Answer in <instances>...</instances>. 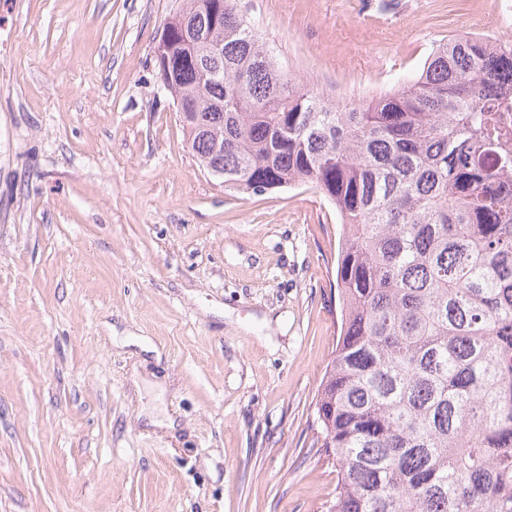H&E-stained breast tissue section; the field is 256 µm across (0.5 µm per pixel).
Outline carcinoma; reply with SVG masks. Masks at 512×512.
<instances>
[{
	"instance_id": "cac0c4a2",
	"label": "carcinoma",
	"mask_w": 512,
	"mask_h": 512,
	"mask_svg": "<svg viewBox=\"0 0 512 512\" xmlns=\"http://www.w3.org/2000/svg\"><path fill=\"white\" fill-rule=\"evenodd\" d=\"M154 60L224 188L336 208L328 512H512V44L440 40L408 84L339 102L282 71L240 0H177Z\"/></svg>"
}]
</instances>
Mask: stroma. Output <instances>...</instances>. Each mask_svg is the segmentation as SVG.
<instances>
[{"label": "stroma", "instance_id": "1", "mask_svg": "<svg viewBox=\"0 0 512 512\" xmlns=\"http://www.w3.org/2000/svg\"><path fill=\"white\" fill-rule=\"evenodd\" d=\"M499 0H243L338 99ZM175 0H0V512H327L316 396L340 223L199 166L154 47ZM173 426H164V419Z\"/></svg>", "mask_w": 512, "mask_h": 512}]
</instances>
